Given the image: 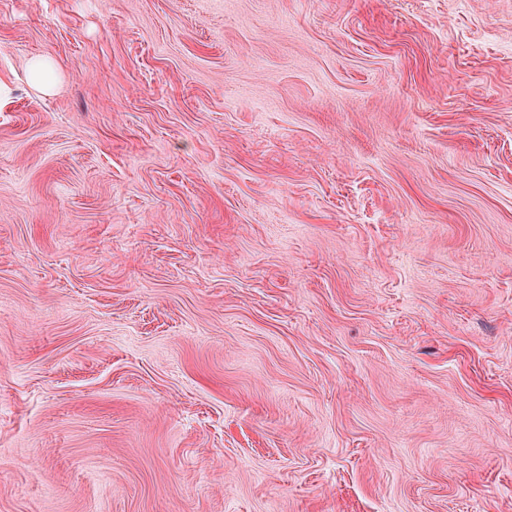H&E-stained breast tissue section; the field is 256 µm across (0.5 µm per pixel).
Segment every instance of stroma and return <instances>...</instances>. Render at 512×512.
<instances>
[{
    "mask_svg": "<svg viewBox=\"0 0 512 512\" xmlns=\"http://www.w3.org/2000/svg\"><path fill=\"white\" fill-rule=\"evenodd\" d=\"M0 512H512V0H0Z\"/></svg>",
    "mask_w": 512,
    "mask_h": 512,
    "instance_id": "obj_1",
    "label": "stroma"
}]
</instances>
